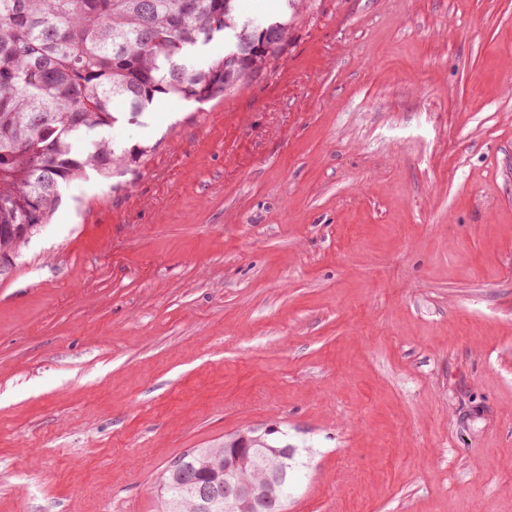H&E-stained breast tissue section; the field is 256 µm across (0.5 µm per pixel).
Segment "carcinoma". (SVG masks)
Instances as JSON below:
<instances>
[{
	"label": "carcinoma",
	"mask_w": 512,
	"mask_h": 512,
	"mask_svg": "<svg viewBox=\"0 0 512 512\" xmlns=\"http://www.w3.org/2000/svg\"><path fill=\"white\" fill-rule=\"evenodd\" d=\"M277 28L263 39L253 24ZM288 13L259 18L240 0H0V273L50 219L63 184L86 169L108 177L135 162L144 147L119 149L101 135L78 152L76 141L120 121L114 103L134 119L160 96L206 102L268 69L288 45ZM229 48L189 63L218 36ZM238 481L247 489L239 512H270L288 486L273 478L283 452L298 450L274 433L249 432ZM230 444L197 448L165 471L164 512H224L196 492L224 485Z\"/></svg>",
	"instance_id": "cac0c4a2"
}]
</instances>
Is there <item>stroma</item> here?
<instances>
[{"label": "stroma", "instance_id": "stroma-1", "mask_svg": "<svg viewBox=\"0 0 512 512\" xmlns=\"http://www.w3.org/2000/svg\"><path fill=\"white\" fill-rule=\"evenodd\" d=\"M512 0H305L106 135L0 273V512H162L271 427L286 512H512Z\"/></svg>", "mask_w": 512, "mask_h": 512}]
</instances>
